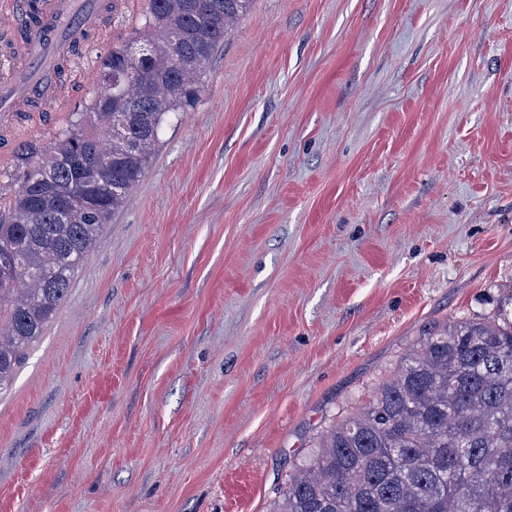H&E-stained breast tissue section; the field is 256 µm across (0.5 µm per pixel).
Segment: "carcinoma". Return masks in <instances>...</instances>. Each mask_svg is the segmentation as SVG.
<instances>
[{"label": "carcinoma", "instance_id": "1", "mask_svg": "<svg viewBox=\"0 0 512 512\" xmlns=\"http://www.w3.org/2000/svg\"><path fill=\"white\" fill-rule=\"evenodd\" d=\"M97 88L0 185V391L142 177L170 117L252 0H141ZM276 512H512V319L427 332L372 402L323 435Z\"/></svg>", "mask_w": 512, "mask_h": 512}]
</instances>
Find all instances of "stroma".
Listing matches in <instances>:
<instances>
[{
    "label": "stroma",
    "mask_w": 512,
    "mask_h": 512,
    "mask_svg": "<svg viewBox=\"0 0 512 512\" xmlns=\"http://www.w3.org/2000/svg\"><path fill=\"white\" fill-rule=\"evenodd\" d=\"M120 31L0 124V173ZM511 292L512 0H252L0 391V512H271L424 333Z\"/></svg>",
    "instance_id": "1"
}]
</instances>
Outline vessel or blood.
Instances as JSON below:
<instances>
[{
	"mask_svg": "<svg viewBox=\"0 0 512 512\" xmlns=\"http://www.w3.org/2000/svg\"><path fill=\"white\" fill-rule=\"evenodd\" d=\"M103 10V0H42L31 38L18 36L14 26L1 28L0 48L20 64L0 82V113L11 114L36 93L58 97L64 86L58 77L60 61L71 57L82 32L100 26Z\"/></svg>",
	"mask_w": 512,
	"mask_h": 512,
	"instance_id": "obj_1",
	"label": "vessel or blood"
}]
</instances>
